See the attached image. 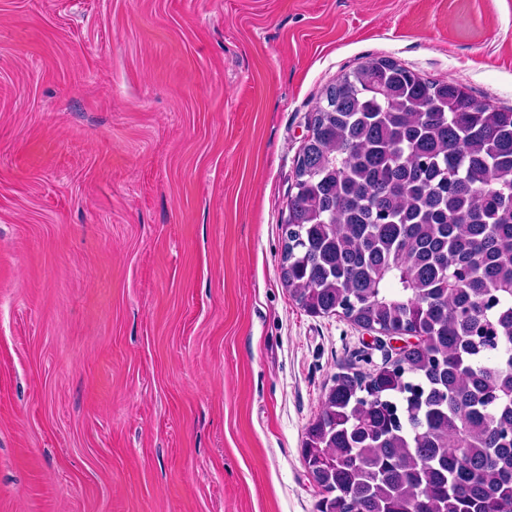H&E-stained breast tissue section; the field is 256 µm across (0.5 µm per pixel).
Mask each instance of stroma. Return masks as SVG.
I'll return each mask as SVG.
<instances>
[{"mask_svg": "<svg viewBox=\"0 0 512 512\" xmlns=\"http://www.w3.org/2000/svg\"><path fill=\"white\" fill-rule=\"evenodd\" d=\"M371 57L512 107V0H0V512H317L340 368L281 278L313 111Z\"/></svg>", "mask_w": 512, "mask_h": 512, "instance_id": "obj_1", "label": "stroma"}]
</instances>
